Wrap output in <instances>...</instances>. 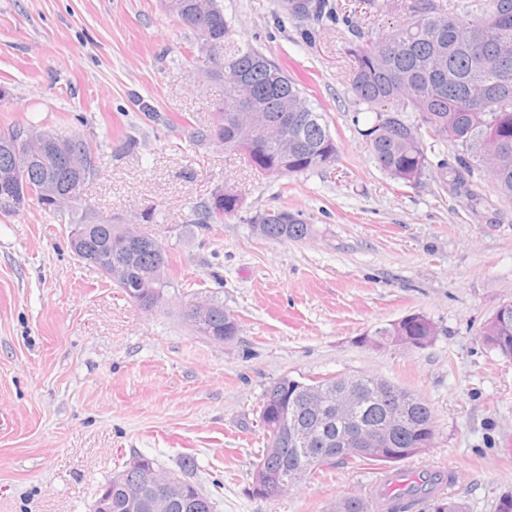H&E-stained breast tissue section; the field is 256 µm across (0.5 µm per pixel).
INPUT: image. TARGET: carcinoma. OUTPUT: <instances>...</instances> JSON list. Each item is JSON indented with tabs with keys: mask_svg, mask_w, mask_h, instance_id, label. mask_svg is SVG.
Wrapping results in <instances>:
<instances>
[{
	"mask_svg": "<svg viewBox=\"0 0 512 512\" xmlns=\"http://www.w3.org/2000/svg\"><path fill=\"white\" fill-rule=\"evenodd\" d=\"M184 17L180 22L194 34V45L200 54L196 74L222 83L223 97L213 105L214 122L220 145L238 153L257 170L276 174L278 155L272 145L245 140L238 136V125L248 112H263L276 122L281 112L295 119L288 126V174L310 170H328L338 160L339 148L332 137L324 113L308 99L305 87L288 75L287 69L267 58L253 44L240 38L234 20L224 12L219 0H205L206 9L194 12L196 0H184ZM312 21L301 28L307 42L315 38V27L329 23L343 25L351 35L353 71L350 91L355 104L365 106L374 114L370 125L362 131L374 161L394 180L406 185L419 181L429 166L424 138L447 142L456 147L454 164L440 163L442 175L453 174L456 185L464 186L460 173L467 181L475 173L490 177L498 198L512 202V0H465L446 12L433 0H419L412 8L407 24L374 40H364V32L353 25L350 16L331 0H308ZM220 55L221 68L215 69L208 51ZM417 115L414 123L405 113ZM30 127L13 125L0 130V172L11 166L10 174L16 186L36 196L42 208L52 214L74 210L82 200L87 180L95 174L93 145L85 138L67 136L87 157V170L81 175L56 168L47 153L35 155L25 140ZM53 179L64 188L67 197L60 201L41 197L39 188ZM243 199L226 186L210 200L195 207L197 223L208 226L222 224L224 218L237 214ZM253 231L267 239L301 241L314 231L302 215L286 210L279 214L260 212L250 218ZM111 224H97L95 236L88 248L97 253L96 270L112 279L117 264L124 272L117 286L121 289L156 290L160 296L175 286L170 276L158 280L155 271L161 263L173 266L165 246L158 240L144 237L129 251L110 235ZM214 316L200 336H222L231 330L235 317L224 309V301L214 296ZM492 324L483 332L488 344L502 356L512 358V304L504 305L491 317ZM433 322L415 314L394 332L392 324L374 330L378 340L399 334L411 340L424 335ZM385 379L362 375L358 385L363 398L356 419L372 427L383 422L385 415L399 412L405 427L397 431L391 447L407 448L409 452L385 459L362 456L360 460L396 463L415 456L418 435L433 427L429 404L407 392L395 400L379 394ZM297 421L314 427L320 443L309 448L284 445L275 452H263L260 464L271 474L293 468L312 457L320 465L335 461L349 462L341 446L331 447L327 439L336 436L340 421L334 415H319L305 405L295 406ZM340 512H370V504L362 497L349 496L341 500Z\"/></svg>",
	"mask_w": 512,
	"mask_h": 512,
	"instance_id": "obj_1",
	"label": "carcinoma"
}]
</instances>
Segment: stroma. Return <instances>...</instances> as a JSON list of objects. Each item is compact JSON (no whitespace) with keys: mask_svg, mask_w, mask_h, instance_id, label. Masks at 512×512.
Listing matches in <instances>:
<instances>
[{"mask_svg":"<svg viewBox=\"0 0 512 512\" xmlns=\"http://www.w3.org/2000/svg\"><path fill=\"white\" fill-rule=\"evenodd\" d=\"M240 37L301 81L340 147L328 171L264 176L242 157L198 141L222 96L193 74L194 36L164 0H0V128L35 125L100 144L79 212L37 200L0 216V512H92L97 489L134 454L167 469L186 456L216 512H332L375 501L378 463H336L273 498L252 493L265 446L259 406L288 376L302 382L370 374L424 399L435 438L398 462L410 473L454 471L445 496L496 512L512 494V360L483 340L512 302V203L481 179L469 201L428 149L430 167L401 185L359 133L372 120L349 91L347 32L304 41L278 0H222ZM366 35L410 18L411 0H338ZM161 123L141 121L143 108ZM237 216L201 228L194 208L224 186ZM153 221H146V210ZM303 213L302 241L255 234L250 217ZM89 223L137 225L161 241L178 289L142 312L69 250ZM216 294L240 325L221 344L182 316ZM412 313L437 334L421 349L375 348L362 336Z\"/></svg>","mask_w":512,"mask_h":512,"instance_id":"obj_1","label":"stroma"}]
</instances>
